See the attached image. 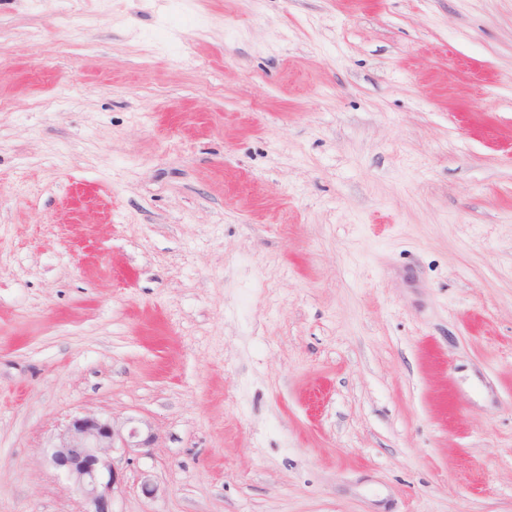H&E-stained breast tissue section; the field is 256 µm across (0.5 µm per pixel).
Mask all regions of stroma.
I'll use <instances>...</instances> for the list:
<instances>
[{
  "instance_id": "stroma-1",
  "label": "stroma",
  "mask_w": 512,
  "mask_h": 512,
  "mask_svg": "<svg viewBox=\"0 0 512 512\" xmlns=\"http://www.w3.org/2000/svg\"><path fill=\"white\" fill-rule=\"evenodd\" d=\"M83 412L113 512H512V0H0V512Z\"/></svg>"
}]
</instances>
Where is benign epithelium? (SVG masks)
I'll list each match as a JSON object with an SVG mask.
<instances>
[{"instance_id": "benign-epithelium-1", "label": "benign epithelium", "mask_w": 512, "mask_h": 512, "mask_svg": "<svg viewBox=\"0 0 512 512\" xmlns=\"http://www.w3.org/2000/svg\"><path fill=\"white\" fill-rule=\"evenodd\" d=\"M154 441L148 423L141 428L131 419L119 423L85 413L73 417L59 434L50 462L73 482L88 505L86 512H113L114 494L123 483L114 454L150 448Z\"/></svg>"}]
</instances>
